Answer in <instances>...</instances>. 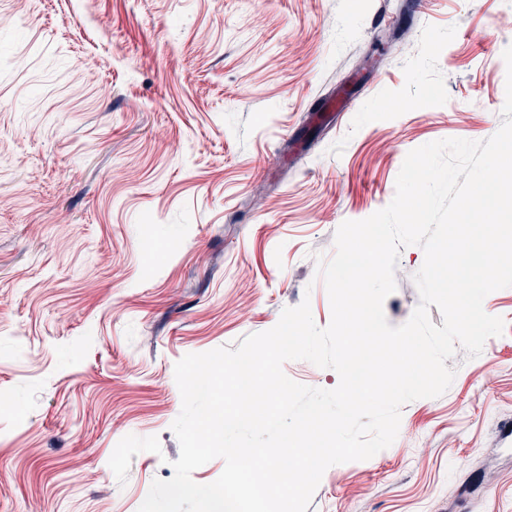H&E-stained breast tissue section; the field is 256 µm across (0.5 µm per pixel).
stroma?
Returning a JSON list of instances; mask_svg holds the SVG:
<instances>
[{"label": "stroma", "instance_id": "stroma-1", "mask_svg": "<svg viewBox=\"0 0 512 512\" xmlns=\"http://www.w3.org/2000/svg\"><path fill=\"white\" fill-rule=\"evenodd\" d=\"M511 45L506 0H0V512H138L176 362L305 300L327 326L337 228L411 150L499 130ZM483 307L503 334L307 512H512V287Z\"/></svg>", "mask_w": 512, "mask_h": 512}]
</instances>
